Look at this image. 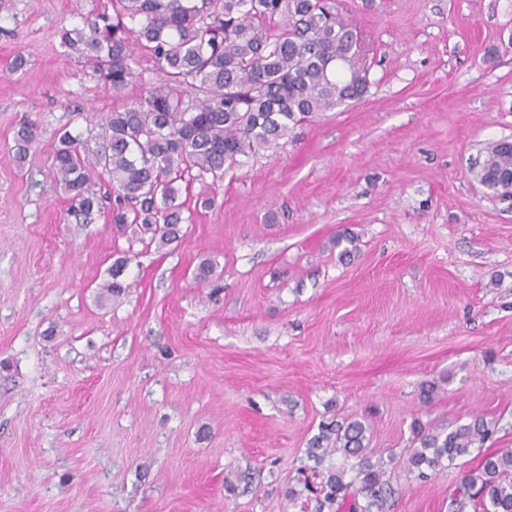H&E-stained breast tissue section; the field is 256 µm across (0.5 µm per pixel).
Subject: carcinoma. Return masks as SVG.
I'll return each mask as SVG.
<instances>
[{
	"instance_id": "1",
	"label": "carcinoma",
	"mask_w": 512,
	"mask_h": 512,
	"mask_svg": "<svg viewBox=\"0 0 512 512\" xmlns=\"http://www.w3.org/2000/svg\"><path fill=\"white\" fill-rule=\"evenodd\" d=\"M353 23L333 0H113L112 12L91 13L82 29L60 30L62 46L78 54L98 80L122 93L136 79L138 50H146L157 82L122 109L103 115L99 130L83 139L58 133L52 151L57 182L72 201L77 224L100 211L95 179L106 174L115 194L113 224L134 226L161 246L185 223L181 184L209 175L212 182L261 149L280 145L295 126L321 112L362 100L369 88L359 65ZM37 139L23 125L15 134V159H26ZM476 177L483 186L512 180V145L485 147ZM119 257L102 285L114 296L130 284ZM496 423L471 421L430 433L414 420V441L404 464L426 478L482 448ZM366 426L358 420L321 428L308 458L317 512H384L392 490L384 462L366 453ZM358 459L356 479L347 470H317L332 452ZM449 512H512V448L479 457L448 496Z\"/></svg>"
}]
</instances>
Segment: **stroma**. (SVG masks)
<instances>
[{
	"label": "stroma",
	"mask_w": 512,
	"mask_h": 512,
	"mask_svg": "<svg viewBox=\"0 0 512 512\" xmlns=\"http://www.w3.org/2000/svg\"><path fill=\"white\" fill-rule=\"evenodd\" d=\"M108 3L0 0V512H315L288 493L346 418L387 463L388 512H449L458 469L403 465L413 422L482 414L486 450L512 448V196L476 179L512 139V0H337L365 97L193 181L211 203L162 248L103 212L75 223L51 172L60 129L157 79L137 56L117 95L63 56L59 30ZM127 263L128 258L126 256H121L112 264L110 272L111 279L102 285V288H104L106 293L112 294V296H120L127 288H129V284L121 279Z\"/></svg>",
	"instance_id": "obj_1"
}]
</instances>
